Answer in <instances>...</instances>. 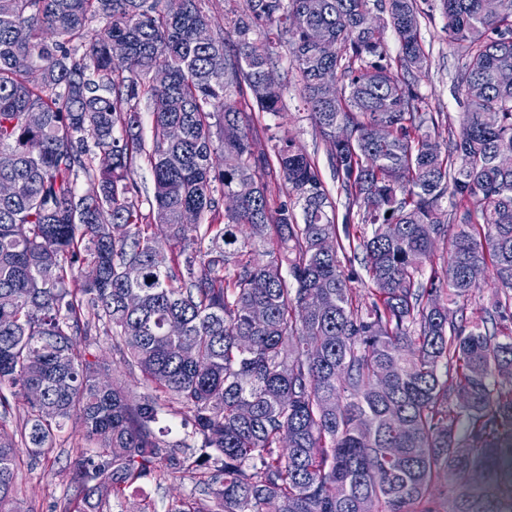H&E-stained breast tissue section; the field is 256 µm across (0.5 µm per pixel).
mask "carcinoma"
<instances>
[{
  "label": "carcinoma",
  "mask_w": 512,
  "mask_h": 512,
  "mask_svg": "<svg viewBox=\"0 0 512 512\" xmlns=\"http://www.w3.org/2000/svg\"><path fill=\"white\" fill-rule=\"evenodd\" d=\"M209 2L0 0V406L7 388L26 404L0 423V512H24L22 465L51 463L73 420L94 448L71 462L62 512H111L129 492L153 512L143 485L174 471L197 496L172 512H439L421 507L439 480L444 512H512V389L494 382L512 367V0H242L226 27ZM425 4L460 60L443 145L418 89ZM278 47L344 195L341 230L314 157L256 127L282 111L264 78ZM242 181L254 193L224 207ZM445 237L446 278L424 276ZM359 251L366 301L343 263ZM489 279L496 298L469 322ZM101 334L150 392L103 383ZM177 413L191 431L173 445L159 423Z\"/></svg>",
  "instance_id": "cac0c4a2"
}]
</instances>
